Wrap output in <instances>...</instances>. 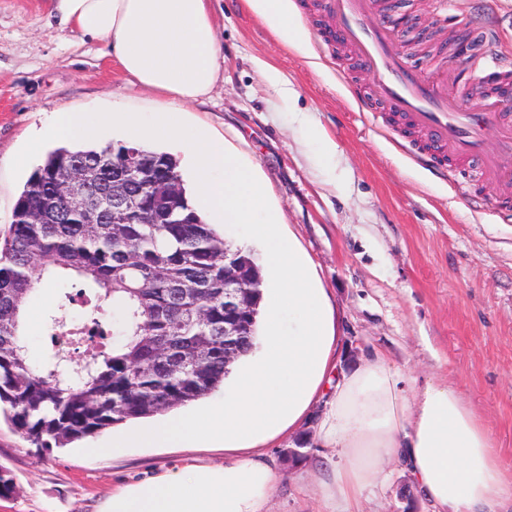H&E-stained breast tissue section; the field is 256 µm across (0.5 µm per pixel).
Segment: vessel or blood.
<instances>
[{
  "instance_id": "vessel-or-blood-1",
  "label": "vessel or blood",
  "mask_w": 512,
  "mask_h": 512,
  "mask_svg": "<svg viewBox=\"0 0 512 512\" xmlns=\"http://www.w3.org/2000/svg\"><path fill=\"white\" fill-rule=\"evenodd\" d=\"M321 5L327 13L339 15L344 39L358 59L377 72L384 99L381 119L400 115L449 159L451 171L463 179H470V166L477 161L486 179L512 180V129L502 132L497 153L488 154L483 132L493 122L494 113L461 110L438 84L406 72L389 49L387 28H372L363 20L372 9V0H321Z\"/></svg>"
}]
</instances>
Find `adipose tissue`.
<instances>
[{"instance_id":"1","label":"adipose tissue","mask_w":512,"mask_h":512,"mask_svg":"<svg viewBox=\"0 0 512 512\" xmlns=\"http://www.w3.org/2000/svg\"><path fill=\"white\" fill-rule=\"evenodd\" d=\"M283 42L303 50L288 0H246ZM64 27L102 42L130 82L164 96L151 118L134 112L62 111L51 121L61 142H95L107 128L131 140L169 138L193 160L188 200L215 224H245L268 246L277 281L264 289L260 332L239 358L222 403L122 435L116 447L158 444L220 448L224 461L191 457L173 471L113 491L99 512H269L279 480L266 454L323 405L319 439L338 465L319 482L322 512H362L363 494L399 456L435 512H498L512 501V472L489 430L448 384L407 386L376 358L339 371L338 329L329 288L295 235L265 210L266 191L239 164L224 136L187 126L184 104L209 96L222 78L212 0H53Z\"/></svg>"}]
</instances>
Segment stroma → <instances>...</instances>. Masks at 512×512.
<instances>
[{
  "label": "stroma",
  "instance_id": "1",
  "mask_svg": "<svg viewBox=\"0 0 512 512\" xmlns=\"http://www.w3.org/2000/svg\"><path fill=\"white\" fill-rule=\"evenodd\" d=\"M308 34L304 51L281 42L245 0H213L224 78L191 120L224 134L242 163L263 179L271 208L319 264L336 308L341 371L372 353L416 385L453 387L491 431L512 466V210L498 209L512 183L474 177L461 191L447 169L419 162L371 114L380 106L373 71L333 36L335 16L317 0H290ZM389 17L407 15L424 32H464L477 40L466 67L416 52L414 37L391 41L405 66L456 99L484 78V52L512 60V0H393ZM97 42L62 30L42 0H0V230L34 166L7 160L26 135L60 110L150 115L160 97L131 84ZM336 144L322 158L313 132ZM78 280L43 277L26 325L28 356L38 366L52 349L46 320ZM316 419L268 454L280 480L269 512H319L315 494ZM111 431L63 448H38L0 416V466L16 492L0 512H97L123 484L196 457L224 460L220 448H117ZM304 452L289 461L288 449ZM366 491L364 512H431L397 462Z\"/></svg>",
  "mask_w": 512,
  "mask_h": 512
}]
</instances>
